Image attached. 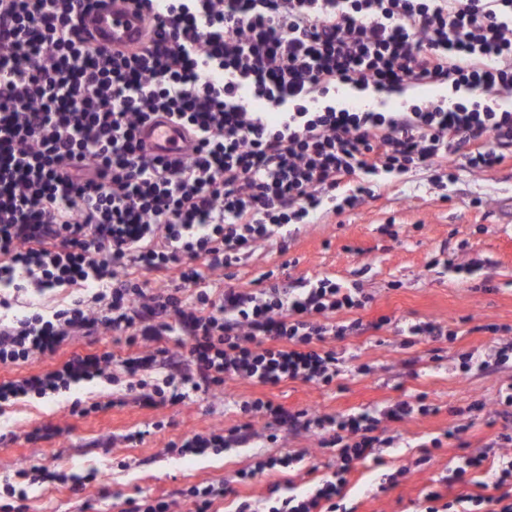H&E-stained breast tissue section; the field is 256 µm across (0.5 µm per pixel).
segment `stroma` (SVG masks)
Listing matches in <instances>:
<instances>
[{
    "label": "stroma",
    "mask_w": 512,
    "mask_h": 512,
    "mask_svg": "<svg viewBox=\"0 0 512 512\" xmlns=\"http://www.w3.org/2000/svg\"><path fill=\"white\" fill-rule=\"evenodd\" d=\"M453 180L433 185L428 170L401 179L382 180L374 196L353 210L317 224H299L286 254L267 242L257 243L240 267L235 287H252L260 272L284 266L288 281L329 276L368 297L357 316L371 322L390 317L389 325L362 336L332 340L330 348L353 355L354 371L323 387L300 380L260 386L230 379L221 393L192 396L158 408L135 397H121L120 385L106 378L83 382L59 395H29L0 412V429L14 440L0 445V505L10 503L5 490L17 470L47 466L66 474L98 471L99 480L72 490L69 483L47 479L28 485L27 512H120L123 500L162 499L169 512H192L188 492L194 487L229 482L232 492L212 512H234L238 500L264 506L270 488L288 485L311 490L338 463L336 451L320 445L317 435L280 431L267 442L269 419L250 418L257 437L249 448L181 454L178 445L194 434L240 422L235 402L262 398L287 409L342 415L383 408L398 400L423 398L428 413L399 422L382 421L392 443L381 459L356 461L345 493L356 512H419L427 491L443 490L449 469L464 466L504 428L500 398L512 385V360L492 371L463 374L459 353L484 359L497 341L490 324L512 326V161L486 171L451 160ZM481 207H474V199ZM394 222L398 239L383 233ZM483 262L474 275L448 272L447 262ZM438 320L457 329L454 343L433 356L430 343L405 345L397 327L405 322ZM105 404L102 412L70 415L74 399ZM484 410L468 417L474 402ZM466 426L461 439L451 438ZM53 426L58 436L33 440L34 430ZM140 440H131L134 432ZM289 456L288 467L240 484L238 471L254 469L269 457ZM391 482H384V475Z\"/></svg>",
    "instance_id": "35a3bbf8"
}]
</instances>
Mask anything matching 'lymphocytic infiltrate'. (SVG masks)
<instances>
[{"instance_id":"lymphocytic-infiltrate-1","label":"lymphocytic infiltrate","mask_w":512,"mask_h":512,"mask_svg":"<svg viewBox=\"0 0 512 512\" xmlns=\"http://www.w3.org/2000/svg\"><path fill=\"white\" fill-rule=\"evenodd\" d=\"M92 0H0V284L71 288L46 315L5 313L0 364L55 355L76 336H123L150 354H75L57 368L0 381V407L106 376L120 362L127 391L158 407L229 379L331 385L345 364L327 338L376 331L389 317L353 315L367 299L321 277L260 287L233 281L253 244L287 246L290 227L354 209L381 175L433 171L448 154L493 169L512 158V0H131L147 20L123 52L89 42ZM423 86L442 95L419 99ZM396 93L351 104L353 94ZM165 118L194 142L159 156L140 137ZM174 277L155 290L151 279ZM345 320H338V313ZM273 425L320 435L338 451L330 478L283 494L267 512H355L343 488L354 461L388 445L382 413L318 415L269 400L241 402ZM250 424L185 439L182 453L248 445ZM489 494L425 512H512V458Z\"/></svg>"}]
</instances>
